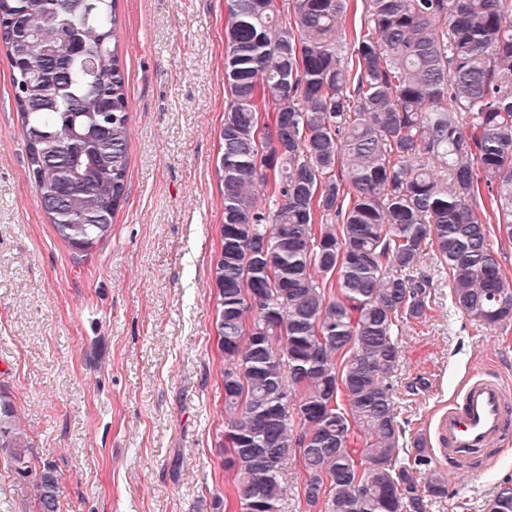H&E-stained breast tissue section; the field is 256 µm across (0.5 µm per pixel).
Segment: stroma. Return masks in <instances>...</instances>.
Returning a JSON list of instances; mask_svg holds the SVG:
<instances>
[{
  "label": "stroma",
  "instance_id": "35a3bbf8",
  "mask_svg": "<svg viewBox=\"0 0 512 512\" xmlns=\"http://www.w3.org/2000/svg\"><path fill=\"white\" fill-rule=\"evenodd\" d=\"M226 0H120L130 106L126 199L108 237L57 235L29 175L12 71L0 50V394L25 445L55 464L61 512H224V357L214 269L223 249L219 169ZM430 309L398 336L391 379L425 471L448 476L430 512H483L512 481V450L456 471L438 420L472 375L512 385V322L490 329L452 308L432 253ZM34 474L0 449V512H31Z\"/></svg>",
  "mask_w": 512,
  "mask_h": 512
}]
</instances>
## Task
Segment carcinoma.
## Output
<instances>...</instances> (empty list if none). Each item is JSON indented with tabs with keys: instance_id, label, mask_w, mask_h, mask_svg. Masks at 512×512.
I'll list each match as a JSON object with an SVG mask.
<instances>
[{
	"instance_id": "obj_1",
	"label": "carcinoma",
	"mask_w": 512,
	"mask_h": 512,
	"mask_svg": "<svg viewBox=\"0 0 512 512\" xmlns=\"http://www.w3.org/2000/svg\"><path fill=\"white\" fill-rule=\"evenodd\" d=\"M118 0H0L29 174L58 236L106 237L124 200L129 102ZM353 63L351 0H227L224 250L215 266L224 356V503L281 512L283 468L308 512H428L389 379L399 328L427 318L430 245L453 307L512 320V284L487 212L512 243V0H365ZM263 188L273 206L258 201ZM290 380L295 416H288ZM13 403L0 448L36 467ZM365 445L356 447L355 433ZM35 512H61L48 462ZM484 512H512V481ZM492 225L493 226H489V247L497 256L507 280L512 284V244L502 242L497 234L496 226H494L496 224ZM492 229H494L495 232H493Z\"/></svg>"
}]
</instances>
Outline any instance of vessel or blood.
Listing matches in <instances>:
<instances>
[{
  "label": "vessel or blood",
  "mask_w": 512,
  "mask_h": 512,
  "mask_svg": "<svg viewBox=\"0 0 512 512\" xmlns=\"http://www.w3.org/2000/svg\"><path fill=\"white\" fill-rule=\"evenodd\" d=\"M512 440V390L495 376L470 380L441 419L437 443L442 455L460 464L473 456L500 455Z\"/></svg>",
  "instance_id": "1"
}]
</instances>
